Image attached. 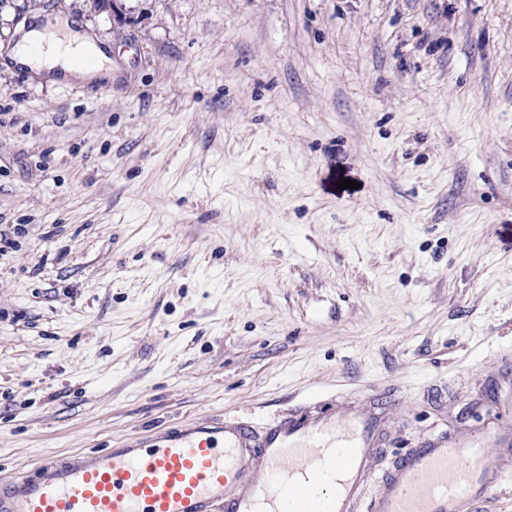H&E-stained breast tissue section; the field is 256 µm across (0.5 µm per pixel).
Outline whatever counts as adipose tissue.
<instances>
[{"label": "adipose tissue", "mask_w": 512, "mask_h": 512, "mask_svg": "<svg viewBox=\"0 0 512 512\" xmlns=\"http://www.w3.org/2000/svg\"><path fill=\"white\" fill-rule=\"evenodd\" d=\"M8 55L9 62L44 74L50 82L111 80L107 49L83 32L72 18L50 20L36 15L24 21Z\"/></svg>", "instance_id": "adipose-tissue-1"}]
</instances>
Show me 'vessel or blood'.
Masks as SVG:
<instances>
[{
	"label": "vessel or blood",
	"mask_w": 512,
	"mask_h": 512,
	"mask_svg": "<svg viewBox=\"0 0 512 512\" xmlns=\"http://www.w3.org/2000/svg\"><path fill=\"white\" fill-rule=\"evenodd\" d=\"M388 428L385 403L344 396L260 432L239 419L174 424L0 480V512H470L512 479V433L496 417L423 437L377 477Z\"/></svg>",
	"instance_id": "1"
}]
</instances>
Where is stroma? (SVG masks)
Returning <instances> with one entry per match:
<instances>
[{
    "mask_svg": "<svg viewBox=\"0 0 512 512\" xmlns=\"http://www.w3.org/2000/svg\"><path fill=\"white\" fill-rule=\"evenodd\" d=\"M35 11L112 80L0 65V477L311 396L383 399L378 472L512 426V0H0V53Z\"/></svg>",
    "mask_w": 512,
    "mask_h": 512,
    "instance_id": "35a3bbf8",
    "label": "stroma"
}]
</instances>
